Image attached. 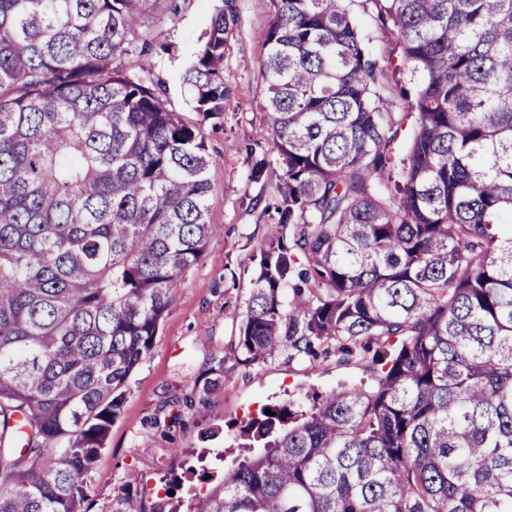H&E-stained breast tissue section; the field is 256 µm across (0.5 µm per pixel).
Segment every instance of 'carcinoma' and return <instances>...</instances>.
<instances>
[{"label": "carcinoma", "instance_id": "obj_1", "mask_svg": "<svg viewBox=\"0 0 512 512\" xmlns=\"http://www.w3.org/2000/svg\"><path fill=\"white\" fill-rule=\"evenodd\" d=\"M160 2L0 0V512H85L81 478L211 237L201 128L120 63ZM270 4L284 179L239 344L382 368L244 421L265 453L188 512H512V0H385L417 77L402 156L349 0ZM234 21L216 8L182 74L206 119Z\"/></svg>", "mask_w": 512, "mask_h": 512}]
</instances>
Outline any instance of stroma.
<instances>
[{"label": "stroma", "instance_id": "stroma-1", "mask_svg": "<svg viewBox=\"0 0 512 512\" xmlns=\"http://www.w3.org/2000/svg\"><path fill=\"white\" fill-rule=\"evenodd\" d=\"M219 0H164L150 21L151 48L125 57L145 62L165 88L167 106L201 122L213 165L209 173L212 235L200 260L178 279L179 299L164 316L151 354L129 379V394L107 446L82 478L88 512H119L123 501L142 512L177 508L209 492L215 479L244 456L239 428L265 406L308 410L314 397L341 386H369V361L321 356L316 365L278 356L245 363L239 327L253 288L260 252L278 215L283 178L267 137L262 75L270 0H231L235 22L224 49V112L201 120L181 73L198 49ZM224 371L214 376L216 358ZM218 386L204 392L207 379ZM178 406L183 424L170 432L154 418Z\"/></svg>", "mask_w": 512, "mask_h": 512}]
</instances>
